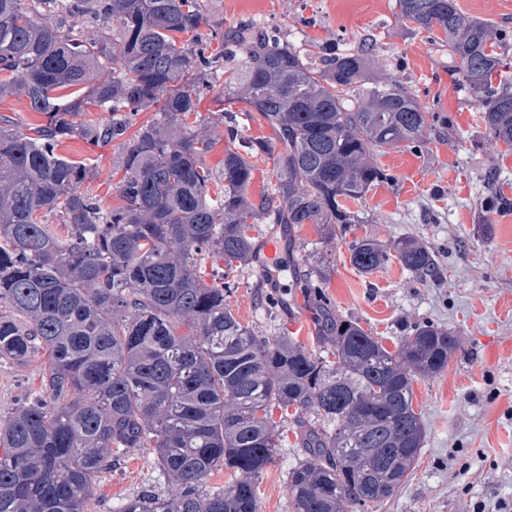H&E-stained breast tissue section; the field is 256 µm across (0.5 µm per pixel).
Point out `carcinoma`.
Segmentation results:
<instances>
[{
    "mask_svg": "<svg viewBox=\"0 0 512 512\" xmlns=\"http://www.w3.org/2000/svg\"><path fill=\"white\" fill-rule=\"evenodd\" d=\"M396 7L444 36L486 129L512 145V84L492 83L512 63L491 25L455 0ZM74 18L101 22L100 35L82 40ZM205 23L203 0H0V98L23 95L47 118L25 134L0 116V361L47 356L39 389L0 420V512H87L97 479L129 448L152 449L173 488L145 489L112 512H259L257 479L279 448L273 406L316 418L288 470L294 512H361L394 496L421 455L412 383L448 367L451 332L420 324L391 351L323 302L317 338L330 361L241 324L198 256L255 258L250 219L329 235L361 223L344 201L386 179L376 153L425 141L429 112L408 87L380 80L384 60L368 46L323 48L314 60L253 24L212 25L199 39ZM220 79L279 145L276 183L257 205L251 158L269 143L228 128L213 197V141L185 123ZM65 88L80 94L57 95ZM97 107L112 118H91ZM141 112L155 118L134 131ZM75 136L122 147V206L104 210L80 190L86 165L57 153ZM49 214L66 237L44 223ZM393 249L416 277L438 274L437 254L417 239ZM389 259L368 237L350 248L362 274ZM186 320L190 334L179 332ZM217 468L231 482L208 490Z\"/></svg>",
    "mask_w": 512,
    "mask_h": 512,
    "instance_id": "carcinoma-1",
    "label": "carcinoma"
}]
</instances>
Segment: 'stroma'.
<instances>
[{
  "mask_svg": "<svg viewBox=\"0 0 512 512\" xmlns=\"http://www.w3.org/2000/svg\"><path fill=\"white\" fill-rule=\"evenodd\" d=\"M207 36L213 25L252 22L306 50L337 46L353 50L374 43L385 60L384 74L411 86L419 102L439 121L425 148L377 153L387 178L350 210L362 221L336 237L304 224L292 232L289 269L278 272L277 287L264 285L255 263H226L209 254L201 262L207 283L225 284L224 302L232 315L259 336H288L314 351L316 308L327 299L331 310L356 320L388 349L411 327L430 322L453 331L458 348L434 377L417 379L413 402L427 427L421 455L392 498L372 512H512V211H487L491 191L512 199V147L490 139L482 106L463 90L446 47L427 32L412 33L396 17V0H204ZM243 104L226 106L221 87L205 90L193 119L215 145L206 156L213 170L224 164V130L236 124L245 137L273 141L268 126L246 119ZM57 151L85 163L83 185L103 209L122 203L116 172L117 143L91 145L63 139ZM495 186H488V174ZM492 221L490 235L478 226ZM411 236L439 255L441 276L421 281L397 259L371 274L349 262L353 241L369 237L385 247ZM312 278L321 295L306 294ZM47 365L38 352L22 365L0 362V419L35 391ZM312 413L279 418L275 459L259 480V512H293L288 470L302 457L298 433ZM153 453L133 448L94 486L91 512L114 506L153 488L165 495L167 477L152 465Z\"/></svg>",
  "mask_w": 512,
  "mask_h": 512,
  "instance_id": "35a3bbf8",
  "label": "stroma"
}]
</instances>
